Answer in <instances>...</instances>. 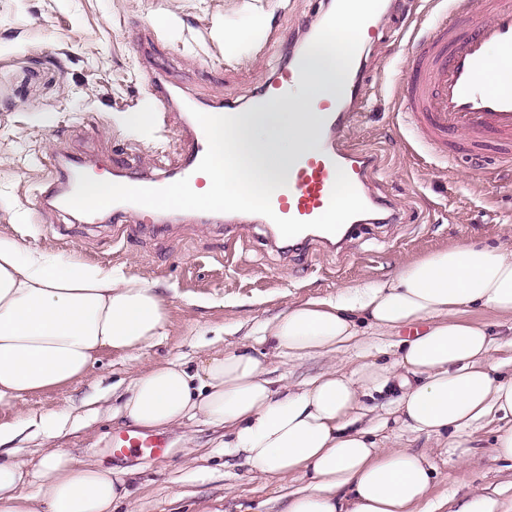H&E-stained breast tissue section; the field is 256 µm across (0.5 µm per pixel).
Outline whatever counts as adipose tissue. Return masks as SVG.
Instances as JSON below:
<instances>
[{"label": "adipose tissue", "instance_id": "obj_1", "mask_svg": "<svg viewBox=\"0 0 512 512\" xmlns=\"http://www.w3.org/2000/svg\"><path fill=\"white\" fill-rule=\"evenodd\" d=\"M512 322V249L459 242L399 264L385 279L287 307L252 330L250 344L188 368L152 364L113 418L145 430L197 418L224 432L269 482L301 479L283 512H425L436 468L427 453L378 439L366 403L389 393L399 429L470 442L491 416L508 421L491 458L512 462V376L489 319ZM165 300L146 281L62 264L0 235V408L85 377L100 353L139 352L167 332ZM386 336L385 362L333 365L308 380L271 379L269 352L296 365ZM30 422H0V512H115L133 491L126 475L55 450L36 470L13 440ZM35 491H28V484Z\"/></svg>", "mask_w": 512, "mask_h": 512}]
</instances>
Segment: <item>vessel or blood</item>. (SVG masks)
Here are the masks:
<instances>
[{
  "instance_id": "vessel-or-blood-1",
  "label": "vessel or blood",
  "mask_w": 512,
  "mask_h": 512,
  "mask_svg": "<svg viewBox=\"0 0 512 512\" xmlns=\"http://www.w3.org/2000/svg\"><path fill=\"white\" fill-rule=\"evenodd\" d=\"M481 5L486 16L473 17L474 5ZM496 46L512 52V0H453L450 15L419 40L408 80L395 87L396 101L410 118V124L429 154L445 161L456 141L472 146L494 140L499 148V165L512 167V89L494 90L483 85L487 50ZM311 76L302 56H293L274 76L262 83L246 107L261 110L280 101L287 92ZM149 83L156 111L181 114L182 144L177 165L161 178L143 177L138 169L124 166L111 173L113 183L147 188H162L188 179L200 185L197 167L208 147L207 138L195 120L194 111L209 115H236L242 107L233 100L215 97L202 103L176 98L159 77ZM367 96L361 79L349 81L343 95L334 101L315 105L322 112L316 150L292 154L281 175L282 188L271 197L273 213L281 218L311 221L322 215L331 200L337 170H344L365 205L376 202L368 187L369 175L379 164L370 150L360 148L348 138ZM54 177L42 201L53 211L67 210V200L76 190L79 175L94 176L96 166L84 157L65 155L54 163ZM229 234H238L245 225L267 223L262 214L228 212L224 215ZM114 451L128 448L154 455L164 444L145 439L134 432L113 436Z\"/></svg>"
}]
</instances>
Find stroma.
<instances>
[{
  "label": "stroma",
  "mask_w": 512,
  "mask_h": 512,
  "mask_svg": "<svg viewBox=\"0 0 512 512\" xmlns=\"http://www.w3.org/2000/svg\"><path fill=\"white\" fill-rule=\"evenodd\" d=\"M448 0H392L380 32L366 47L362 74L370 87L351 140L377 154L370 176L392 220L354 226L345 249L317 244L283 255L269 246L265 225H250L230 243L220 224L181 216L153 223L150 214L106 224L72 223L44 211L40 194L61 151L90 154L100 168L126 163L168 172L179 152V116L155 112L147 82L162 75L179 95L245 101L287 56L326 0H0V235L63 261L119 268L142 279L167 301L166 336L142 352L104 353L73 385L38 392L20 403L34 419L66 413L58 427L16 444L15 455L37 465L49 447L91 464L131 468L137 488L118 512H281L285 488L269 484L243 459L226 457L222 431L201 421L162 431L163 453L131 450L114 457L124 423L111 408L153 362L196 364L220 350L249 343L255 322L314 295L378 279L401 262L461 241L512 247V170L498 169L492 150H459L453 165L429 156L404 123L394 87L410 63L412 44L433 28ZM258 22L276 30L266 50L255 41L226 47L222 30ZM149 112L151 128L128 129L126 116ZM141 224L138 233L128 225ZM363 336L335 358L286 367L271 357L273 377L307 379L331 364L353 366L384 344ZM497 422L482 420L467 448L446 438L427 443L394 425L387 443L427 447L437 467L434 497L464 501L499 490L512 503V468L489 458Z\"/></svg>",
  "instance_id": "35a3bbf8"
}]
</instances>
